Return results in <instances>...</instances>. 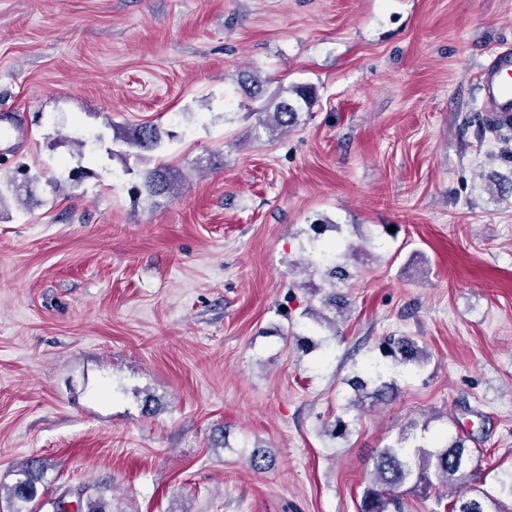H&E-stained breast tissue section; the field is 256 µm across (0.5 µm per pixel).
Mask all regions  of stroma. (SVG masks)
I'll list each match as a JSON object with an SVG mask.
<instances>
[{"label":"stroma","instance_id":"1","mask_svg":"<svg viewBox=\"0 0 512 512\" xmlns=\"http://www.w3.org/2000/svg\"><path fill=\"white\" fill-rule=\"evenodd\" d=\"M505 46L512 0H0V486L39 457L47 493L100 483L114 512H358L373 454L411 429L465 437L469 487L495 493L512 198L488 185L512 130L477 132L479 64ZM245 73L316 101L268 135ZM144 123L175 199L130 191L122 138ZM320 219L380 245L339 336L307 349L296 264ZM393 333L428 364L330 439Z\"/></svg>","mask_w":512,"mask_h":512}]
</instances>
